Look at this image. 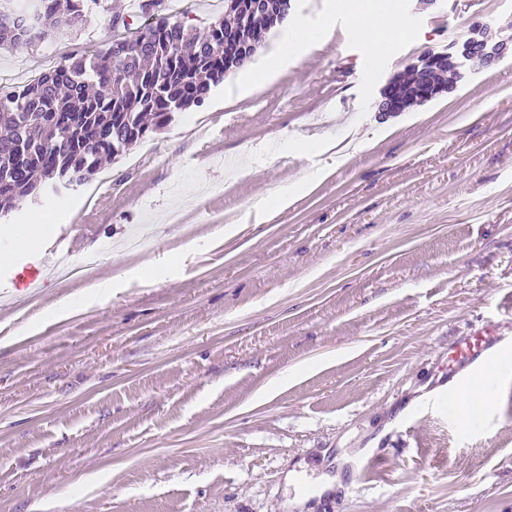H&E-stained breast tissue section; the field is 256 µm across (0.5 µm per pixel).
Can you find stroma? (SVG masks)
<instances>
[{
	"mask_svg": "<svg viewBox=\"0 0 512 512\" xmlns=\"http://www.w3.org/2000/svg\"><path fill=\"white\" fill-rule=\"evenodd\" d=\"M346 2L291 0L321 39L273 81L241 97L228 73L90 185L0 215L52 222L0 265V512H512V54L378 109L473 24L512 37V0H399L408 33L377 62ZM109 41L93 14L1 46L0 72ZM355 131L367 146L337 163L326 145ZM65 254L95 255L90 277ZM32 266L43 284L18 291ZM467 336L499 342L461 410L443 377Z\"/></svg>",
	"mask_w": 512,
	"mask_h": 512,
	"instance_id": "obj_1",
	"label": "stroma"
}]
</instances>
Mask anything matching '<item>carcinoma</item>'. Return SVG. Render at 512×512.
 Masks as SVG:
<instances>
[{
	"label": "carcinoma",
	"instance_id": "carcinoma-1",
	"mask_svg": "<svg viewBox=\"0 0 512 512\" xmlns=\"http://www.w3.org/2000/svg\"><path fill=\"white\" fill-rule=\"evenodd\" d=\"M0 0V46H36L76 29L90 14H113L106 0ZM161 19L43 74L38 81L0 94V211L33 197L51 180L86 183L102 160L114 157L112 138L129 149L165 127L176 112L200 106L214 86L247 61L224 40L228 18L200 33L162 14L168 0H153ZM398 83L411 102L425 100L413 74Z\"/></svg>",
	"mask_w": 512,
	"mask_h": 512
}]
</instances>
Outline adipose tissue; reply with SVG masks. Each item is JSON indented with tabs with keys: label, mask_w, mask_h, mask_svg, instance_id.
Here are the masks:
<instances>
[{
	"label": "adipose tissue",
	"mask_w": 512,
	"mask_h": 512,
	"mask_svg": "<svg viewBox=\"0 0 512 512\" xmlns=\"http://www.w3.org/2000/svg\"><path fill=\"white\" fill-rule=\"evenodd\" d=\"M349 13L372 58H380L384 45L407 33L406 25L397 17L396 6L382 4L381 0H352Z\"/></svg>",
	"instance_id": "1"
}]
</instances>
